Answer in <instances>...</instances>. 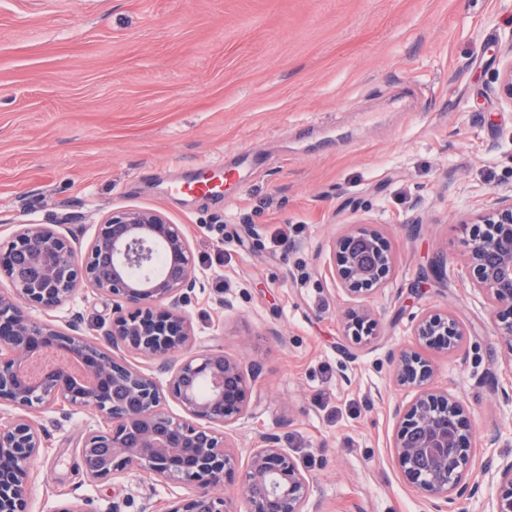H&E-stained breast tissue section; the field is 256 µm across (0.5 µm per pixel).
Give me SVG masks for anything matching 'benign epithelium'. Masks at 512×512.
Wrapping results in <instances>:
<instances>
[{
  "label": "benign epithelium",
  "mask_w": 512,
  "mask_h": 512,
  "mask_svg": "<svg viewBox=\"0 0 512 512\" xmlns=\"http://www.w3.org/2000/svg\"><path fill=\"white\" fill-rule=\"evenodd\" d=\"M500 56L493 91L512 105V40ZM474 223L484 229L465 241L461 262L441 259L432 273L457 277L488 306L512 375V193L493 195ZM336 246L331 274L347 295L368 297L386 285L394 259L381 231L352 224ZM159 251L164 264L158 269ZM0 278L10 285L0 292V407L15 410L0 423V512H30L32 470L46 438L31 413L69 409L106 424L80 439L83 471L92 481L146 471L193 486L165 512H231L215 489L235 480L246 512H304L310 480L275 437L260 438L239 469L238 443L226 429L250 411L261 367L196 350L193 323L182 309L184 290L195 283L194 255L165 213L114 210L80 253L56 224H20L0 247ZM84 287L112 300V323L103 335L80 333L75 320L64 331L30 317L31 309L58 310ZM376 321L374 309L361 304L344 314L343 328L359 344ZM411 336L423 348L453 355L467 331L452 313L428 311L413 317ZM124 352L156 362L165 381L128 363ZM395 362L396 384L414 393L394 410L395 458L406 480L433 512H459L481 489L477 472L492 470L498 490L489 512H512V460L477 462L464 405L433 386L430 361L405 349ZM169 398L187 418L162 410Z\"/></svg>",
  "instance_id": "benign-epithelium-1"
}]
</instances>
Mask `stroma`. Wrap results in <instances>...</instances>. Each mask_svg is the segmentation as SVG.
Returning a JSON list of instances; mask_svg holds the SVG:
<instances>
[{"label":"stroma","instance_id":"35a3bbf8","mask_svg":"<svg viewBox=\"0 0 512 512\" xmlns=\"http://www.w3.org/2000/svg\"><path fill=\"white\" fill-rule=\"evenodd\" d=\"M512 0H0V243L57 224L85 249L118 208L182 226L198 346L260 363L242 448L275 435L313 481L306 512H427L396 463L393 351L411 316L450 308L468 336L430 355L465 406L477 457L512 459L505 346L455 278L469 215L512 187V105L489 90ZM238 168L220 194L174 193L188 165ZM387 238L395 271L358 344L332 279L349 225ZM97 336L112 302L89 289L33 320ZM32 512H165L184 483L94 482L76 443L99 417L41 413ZM496 439L487 449L488 439Z\"/></svg>","mask_w":512,"mask_h":512}]
</instances>
